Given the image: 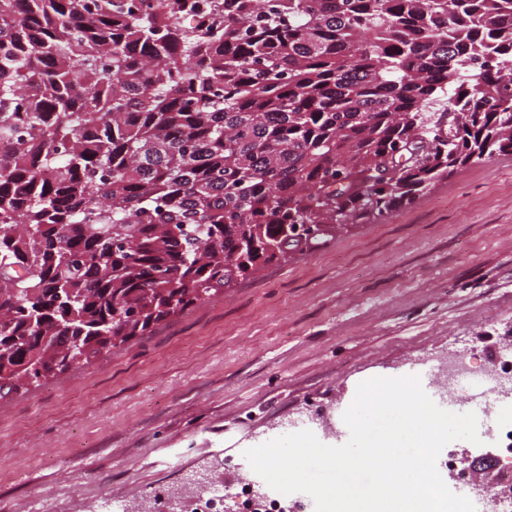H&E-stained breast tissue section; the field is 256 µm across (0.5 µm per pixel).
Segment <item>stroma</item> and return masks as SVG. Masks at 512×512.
I'll use <instances>...</instances> for the list:
<instances>
[{"instance_id": "stroma-1", "label": "stroma", "mask_w": 512, "mask_h": 512, "mask_svg": "<svg viewBox=\"0 0 512 512\" xmlns=\"http://www.w3.org/2000/svg\"><path fill=\"white\" fill-rule=\"evenodd\" d=\"M459 343L475 364L512 356V155L0 398V512H98L107 499L148 512L158 490L192 496L201 474L230 506L243 483L269 493L245 451L305 429L345 444L343 414L365 380L430 361L436 405L463 412L482 382L444 377ZM478 434L450 447L498 481L505 442Z\"/></svg>"}]
</instances>
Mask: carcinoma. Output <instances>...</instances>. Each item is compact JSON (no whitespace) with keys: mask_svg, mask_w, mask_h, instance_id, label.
I'll return each instance as SVG.
<instances>
[{"mask_svg":"<svg viewBox=\"0 0 512 512\" xmlns=\"http://www.w3.org/2000/svg\"><path fill=\"white\" fill-rule=\"evenodd\" d=\"M509 154L512 0H0V395Z\"/></svg>","mask_w":512,"mask_h":512,"instance_id":"cac0c4a2","label":"carcinoma"}]
</instances>
